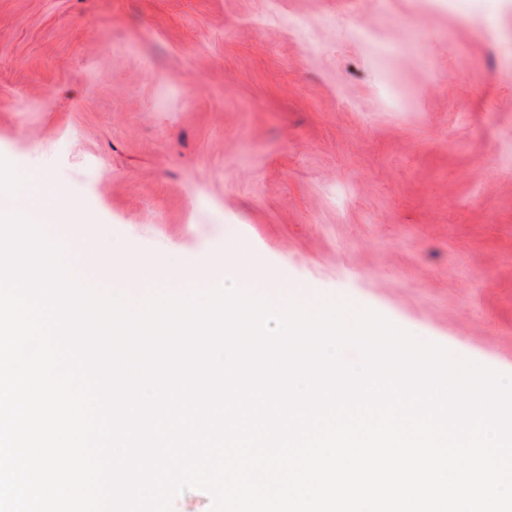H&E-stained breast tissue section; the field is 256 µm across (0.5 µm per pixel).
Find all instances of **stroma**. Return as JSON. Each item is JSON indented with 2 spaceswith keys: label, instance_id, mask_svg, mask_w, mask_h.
<instances>
[{
  "label": "stroma",
  "instance_id": "1",
  "mask_svg": "<svg viewBox=\"0 0 512 512\" xmlns=\"http://www.w3.org/2000/svg\"><path fill=\"white\" fill-rule=\"evenodd\" d=\"M0 158L512 375V0H0Z\"/></svg>",
  "mask_w": 512,
  "mask_h": 512
}]
</instances>
